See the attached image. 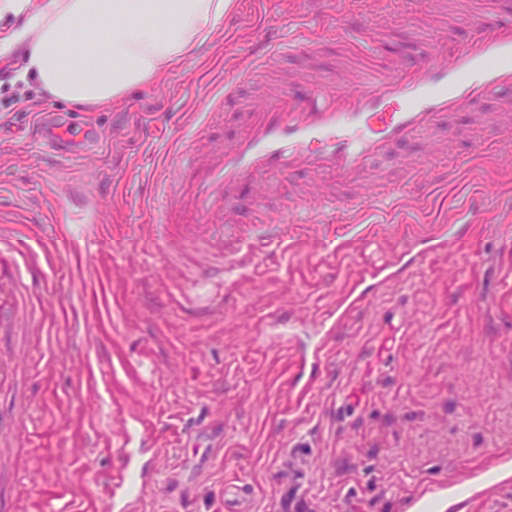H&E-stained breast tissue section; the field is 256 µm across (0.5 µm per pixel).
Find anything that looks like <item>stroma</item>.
Masks as SVG:
<instances>
[{"mask_svg":"<svg viewBox=\"0 0 512 512\" xmlns=\"http://www.w3.org/2000/svg\"><path fill=\"white\" fill-rule=\"evenodd\" d=\"M512 0H385L361 42L292 55L281 77L330 78L343 64H411L442 34ZM307 0H238L211 40L156 82L105 107L49 97L10 80L0 112V288L30 292L33 322L0 332L18 364L0 417L33 422L0 441V512L46 503L96 512L99 475L138 450L142 512H224L226 483L251 489V512H495L512 505V145L481 155L482 132L449 117L447 152L428 138L378 159L434 158L454 179L427 197L370 200L361 223L292 224L301 243L247 264L149 241L153 184L179 142L211 154L236 136L238 101L212 116V87ZM56 112L102 135L95 154L59 165L41 149L37 115ZM276 178L243 227L281 212ZM482 195L479 223L457 218ZM448 227L446 248L420 234ZM386 268L385 287L360 282ZM362 300L346 310L350 288ZM323 359H315L316 349ZM303 405H296L299 391Z\"/></svg>","mask_w":512,"mask_h":512,"instance_id":"1","label":"stroma"}]
</instances>
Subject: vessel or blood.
Listing matches in <instances>:
<instances>
[{"mask_svg":"<svg viewBox=\"0 0 512 512\" xmlns=\"http://www.w3.org/2000/svg\"><path fill=\"white\" fill-rule=\"evenodd\" d=\"M364 17L362 6L345 11L336 28L317 31L304 21L289 24L277 40L254 53L231 80L213 89L206 101L220 112L240 85L262 79L282 55L342 43ZM473 114L477 125L512 141V16L476 24L464 44L445 38L429 45L425 58L391 70L359 69L354 83L342 77L311 79L297 89H281L246 106L239 134L209 157L194 145H180L179 168L159 181L161 229L189 242L202 241L216 252L239 254L244 238L225 231L227 214L255 203L273 177L307 171L330 183L316 197L298 199L278 216L281 224H318L324 217H356L368 202L364 187L371 162L416 137H436L450 113ZM45 151L65 160L92 151L98 137L58 114L40 117ZM193 172L194 189L184 192L181 172ZM405 176L421 189L444 179L443 171L423 161L407 164ZM137 453L126 450L121 467L104 486L115 499L114 512H139L141 496L133 483Z\"/></svg>","mask_w":512,"mask_h":512,"instance_id":"vessel-or-blood-1","label":"vessel or blood"}]
</instances>
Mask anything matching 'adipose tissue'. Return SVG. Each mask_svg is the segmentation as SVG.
<instances>
[{
    "mask_svg": "<svg viewBox=\"0 0 512 512\" xmlns=\"http://www.w3.org/2000/svg\"><path fill=\"white\" fill-rule=\"evenodd\" d=\"M237 0H48L0 39L52 98L104 106L151 84L204 44Z\"/></svg>",
    "mask_w": 512,
    "mask_h": 512,
    "instance_id": "1",
    "label": "adipose tissue"
}]
</instances>
